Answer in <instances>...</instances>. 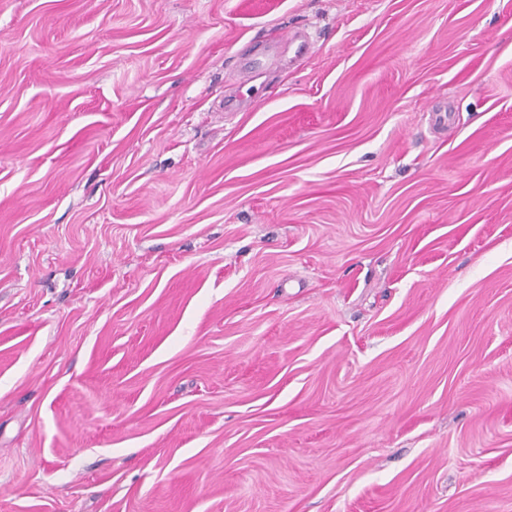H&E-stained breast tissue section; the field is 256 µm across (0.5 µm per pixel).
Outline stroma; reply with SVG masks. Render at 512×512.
I'll return each instance as SVG.
<instances>
[{"instance_id": "1", "label": "stroma", "mask_w": 512, "mask_h": 512, "mask_svg": "<svg viewBox=\"0 0 512 512\" xmlns=\"http://www.w3.org/2000/svg\"><path fill=\"white\" fill-rule=\"evenodd\" d=\"M0 512H512V0H0ZM288 44V46L295 47V54L297 58L304 57L309 50V41L307 36L301 31L287 30L286 32H279L275 39L261 38L259 46L261 47L258 54L259 57L246 62L240 63L238 70V82H248L254 69L260 66H268L272 64L274 57L278 54L279 45Z\"/></svg>"}]
</instances>
